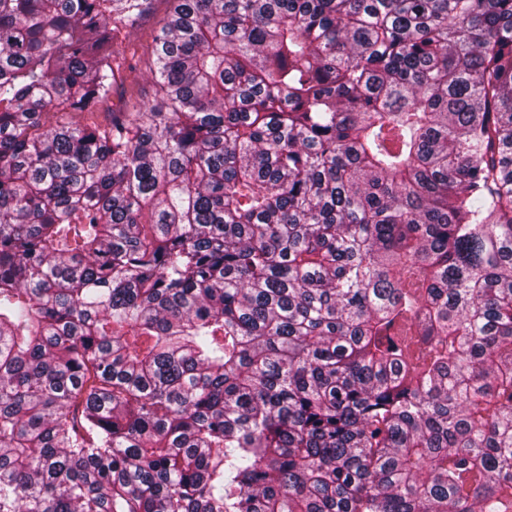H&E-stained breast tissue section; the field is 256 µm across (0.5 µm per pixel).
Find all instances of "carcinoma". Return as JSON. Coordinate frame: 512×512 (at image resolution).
<instances>
[{
	"instance_id": "obj_1",
	"label": "carcinoma",
	"mask_w": 512,
	"mask_h": 512,
	"mask_svg": "<svg viewBox=\"0 0 512 512\" xmlns=\"http://www.w3.org/2000/svg\"><path fill=\"white\" fill-rule=\"evenodd\" d=\"M0 0V512H512V0ZM171 6L169 0H152L147 13L140 22L134 28H128L119 35L118 48L126 50L128 60H130L132 52H136V68L134 71L126 69L122 73L124 84L115 87V90L112 91V99L101 106L100 119L107 115L104 112H112V110L120 112L132 109L136 101L130 97L131 86H135L136 89L138 86L143 88L145 99L152 98L151 71L154 65L148 47L151 46L153 36L160 27L162 20L169 13ZM123 90H125L124 93H122Z\"/></svg>"
}]
</instances>
